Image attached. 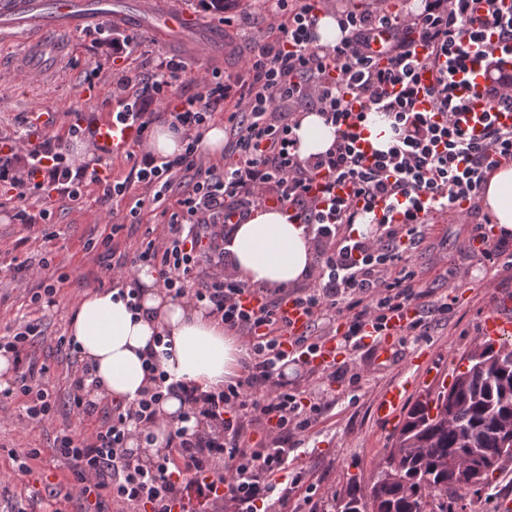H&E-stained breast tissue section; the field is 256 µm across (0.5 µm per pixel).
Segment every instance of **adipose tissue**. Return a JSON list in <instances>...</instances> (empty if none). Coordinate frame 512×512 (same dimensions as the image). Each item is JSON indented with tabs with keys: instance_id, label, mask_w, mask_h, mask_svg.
<instances>
[{
	"instance_id": "1",
	"label": "adipose tissue",
	"mask_w": 512,
	"mask_h": 512,
	"mask_svg": "<svg viewBox=\"0 0 512 512\" xmlns=\"http://www.w3.org/2000/svg\"><path fill=\"white\" fill-rule=\"evenodd\" d=\"M301 157L326 152L335 140L332 126L316 113L303 114L296 130ZM483 203L493 213L499 232L512 233V166L495 170L482 189ZM238 280L266 288H291L307 281L314 254L304 225L287 208H262L235 225L225 246ZM139 312L112 288L85 292L69 320V334L90 365L94 395L128 401L151 390L154 382L144 368L155 355L171 379L198 392H216L237 377L248 354L221 320L187 298L161 292L155 272L138 275ZM167 337L170 350L156 345Z\"/></svg>"
}]
</instances>
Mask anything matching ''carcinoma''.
Segmentation results:
<instances>
[{
  "label": "carcinoma",
  "instance_id": "cac0c4a2",
  "mask_svg": "<svg viewBox=\"0 0 512 512\" xmlns=\"http://www.w3.org/2000/svg\"><path fill=\"white\" fill-rule=\"evenodd\" d=\"M467 360L450 387L424 390L395 429L396 477L364 490L350 484L337 499L340 512H364L368 498L375 512H456L465 494L478 493L512 458V345L488 341ZM465 462L483 468L481 485L460 478Z\"/></svg>",
  "mask_w": 512,
  "mask_h": 512
}]
</instances>
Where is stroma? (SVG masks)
<instances>
[{"mask_svg":"<svg viewBox=\"0 0 512 512\" xmlns=\"http://www.w3.org/2000/svg\"><path fill=\"white\" fill-rule=\"evenodd\" d=\"M139 0H112V8L99 12L83 26L68 32L67 39L77 48L75 56L60 61L21 65L25 54L22 42L13 41L0 49V58L20 64L14 82L0 84V134L28 131L33 140L44 138L33 128L29 114L35 110L55 112L62 124H70L72 110L103 113L116 108V81L151 71L159 57L184 61L188 73L171 91L173 99H186L201 92L197 80L199 68L237 70L240 58L232 53L209 55L205 49L218 25L216 10H205L199 0H188L189 9L199 15L200 23L179 31H159L154 21L140 18ZM137 34L127 57L113 59L99 40L109 35L113 26ZM17 202L0 192V335L6 326L40 320L45 339L34 354L48 367L46 374L57 398L53 424L42 427L29 420L17 396L0 395V506L6 502L27 507L30 491L48 493L66 485L72 478L68 464L54 457L56 429L73 424L68 401L72 366L65 351L57 350L56 340L68 332L71 308L88 290L108 288L112 274L98 262L97 254L86 251L84 243L104 229V220L120 224L126 208H113L102 185L88 184L82 197L72 201L55 198L49 221L38 220L34 226L15 219ZM472 227L457 223L454 216L439 219L429 230L426 242L415 252L412 262L429 281L448 282L447 314L432 317L426 336L406 337L397 344L396 356L385 366H375L371 355L358 351L347 360L361 372L358 383H336V406L327 412L302 438L293 466L303 470L304 481L316 486L324 496V512H334L333 496L343 493L349 478L367 485L390 446L393 434L376 414L382 392L407 379L423 381L425 371H436L442 381H450L455 368L465 367L464 357L482 344V320L496 307L500 295H512V269L488 267L479 263L471 249ZM49 261L50 271L68 273L56 303L32 305L19 290L14 268L21 262ZM426 352L422 366H410L407 357ZM41 451L30 461L31 471L14 475L12 453L26 449ZM512 496V460L502 463L490 475L487 485L475 496L459 501L457 512H499L501 498Z\"/></svg>","mask_w":512,"mask_h":512,"instance_id":"1","label":"stroma"}]
</instances>
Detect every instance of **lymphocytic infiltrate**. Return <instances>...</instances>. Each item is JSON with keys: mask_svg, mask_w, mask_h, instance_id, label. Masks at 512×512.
<instances>
[{"mask_svg": "<svg viewBox=\"0 0 512 512\" xmlns=\"http://www.w3.org/2000/svg\"><path fill=\"white\" fill-rule=\"evenodd\" d=\"M320 0H251L253 35L241 51V68L203 72L202 90L181 104L169 91L186 66L160 58L151 74L118 80L123 97L112 118L136 129L125 155L124 181H107L100 170L74 166L56 138L23 147L20 136H0V186L19 202H41L49 219L53 196L81 197L86 183L103 185L113 205L128 208L133 252L118 251L120 225L88 239L110 264L113 282L127 286L130 310L139 308L137 275L149 267L167 295L192 296L220 317L225 331L250 352L242 377L216 393H200L169 382L156 360L146 367L155 386L138 398L108 405L91 400L88 368L76 369L70 395L75 423L60 428L54 451L73 475L64 496L116 503L119 512H175L183 486L209 478L219 512H317L301 490L302 473H289L291 442L305 435L334 401L326 387L303 389L285 378L288 366L310 376L345 378L348 362L319 363L324 343L342 337L349 351L365 349L367 333L383 335L390 320L416 309L406 333L425 335L429 315L448 312L447 295L424 287L411 257L429 224L455 210L459 199L480 210L483 185L494 170L512 162V0H425L421 12L394 14L383 4L342 12L335 46L318 42ZM388 39L372 45L377 30ZM483 68L487 82L465 78ZM484 103L479 128L463 126L470 102ZM312 109L334 126L324 153L301 158L295 130L299 112ZM224 113V153L203 156L199 140L216 111ZM391 122L387 150L365 149L370 111ZM168 119L182 151L162 164L145 152L154 124ZM142 187L134 195L132 187ZM160 210L144 224L145 203ZM268 205L288 207L304 224L314 250L311 281L301 288H265L229 273L224 243L235 222ZM370 225L369 233L356 229ZM256 303L245 306L244 294ZM292 303L306 329L284 343ZM33 320L0 336L11 354L16 394L29 419L53 423L56 400L44 377L46 365L32 353L44 337ZM180 394L183 418L195 428L171 431L165 447H154L152 428L166 395ZM96 418L91 435L75 424ZM138 442L131 450L130 442Z\"/></svg>", "mask_w": 512, "mask_h": 512, "instance_id": "f902f5d3", "label": "lymphocytic infiltrate"}]
</instances>
